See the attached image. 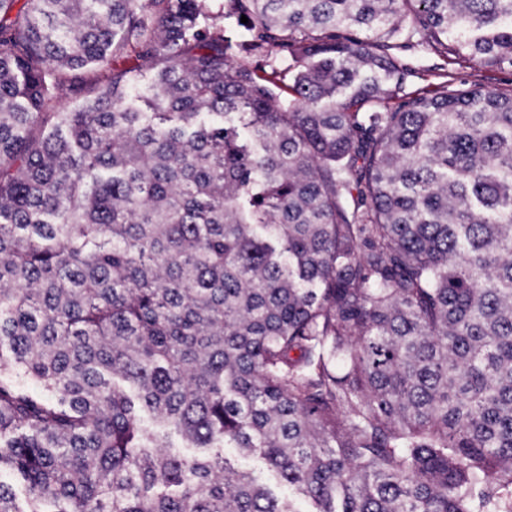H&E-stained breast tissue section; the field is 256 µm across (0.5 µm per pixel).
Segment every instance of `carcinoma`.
Returning <instances> with one entry per match:
<instances>
[{
    "instance_id": "obj_1",
    "label": "carcinoma",
    "mask_w": 512,
    "mask_h": 512,
    "mask_svg": "<svg viewBox=\"0 0 512 512\" xmlns=\"http://www.w3.org/2000/svg\"><path fill=\"white\" fill-rule=\"evenodd\" d=\"M404 46L512 0H0V512H512V95ZM401 58L412 68V75L407 78L405 92H413L428 85L437 84L445 80H451L454 85L489 86L504 95H512V67L504 65L502 69L488 71L479 65H448L445 70L447 78H440V64L438 57L427 52L414 50H400ZM224 456L240 467L251 469L277 494L288 497V485L282 484L278 481L276 474L268 469L261 457L257 455L250 457H240L234 448L224 449Z\"/></svg>"
}]
</instances>
